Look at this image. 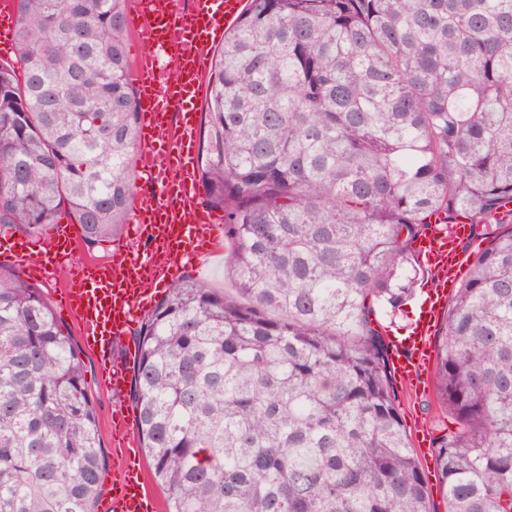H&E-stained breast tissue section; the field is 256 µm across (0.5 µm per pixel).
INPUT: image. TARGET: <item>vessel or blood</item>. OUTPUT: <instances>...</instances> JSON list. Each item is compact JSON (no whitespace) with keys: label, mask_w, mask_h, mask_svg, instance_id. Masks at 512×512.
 I'll list each match as a JSON object with an SVG mask.
<instances>
[{"label":"vessel or blood","mask_w":512,"mask_h":512,"mask_svg":"<svg viewBox=\"0 0 512 512\" xmlns=\"http://www.w3.org/2000/svg\"><path fill=\"white\" fill-rule=\"evenodd\" d=\"M247 0H132L129 25L153 35L150 51L138 53L132 68L137 89L139 148L145 182L133 201L130 222L135 243L115 246L108 264L76 263L71 224H56L55 240L0 238V257L22 264L35 277L70 266L73 277L60 290V303L86 328L97 354L102 383L122 392L136 361L133 352L115 355L113 343L127 334L157 301L161 284L188 266H203L223 251L213 212L202 202L197 174V104L206 91L210 52L232 28ZM15 13L0 0V50L14 45ZM475 238L471 224L432 229L420 245L433 273L419 316L405 336L390 342L395 378L418 389L431 364V342L448 301V288L467 266L466 246ZM132 419L116 413L113 442L122 458L135 445ZM112 494L102 512H159L141 472L122 467L112 477Z\"/></svg>","instance_id":"obj_1"}]
</instances>
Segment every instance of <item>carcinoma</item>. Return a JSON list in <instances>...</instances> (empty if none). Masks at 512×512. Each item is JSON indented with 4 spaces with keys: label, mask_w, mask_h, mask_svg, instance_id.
<instances>
[{
    "label": "carcinoma",
    "mask_w": 512,
    "mask_h": 512,
    "mask_svg": "<svg viewBox=\"0 0 512 512\" xmlns=\"http://www.w3.org/2000/svg\"><path fill=\"white\" fill-rule=\"evenodd\" d=\"M0 233L66 216L89 249L135 196L126 0H12ZM209 81L202 202L221 293L145 315L125 398L167 512H434L376 311L425 277L432 223L490 238L437 331L445 512H512V0H249ZM80 349L0 266V512H93L106 470Z\"/></svg>",
    "instance_id": "cac0c4a2"
}]
</instances>
